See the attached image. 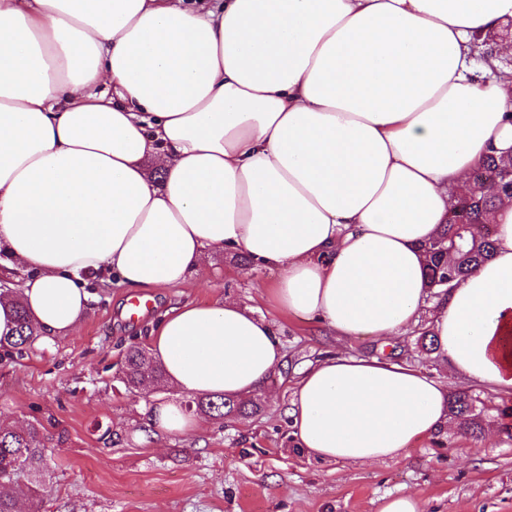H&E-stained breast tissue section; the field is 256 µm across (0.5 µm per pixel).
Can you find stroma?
Segmentation results:
<instances>
[{"instance_id":"35a3bbf8","label":"stroma","mask_w":512,"mask_h":512,"mask_svg":"<svg viewBox=\"0 0 512 512\" xmlns=\"http://www.w3.org/2000/svg\"><path fill=\"white\" fill-rule=\"evenodd\" d=\"M275 272H245L231 255L212 254L191 285L151 288L146 317L127 320L124 289L90 281L91 310L77 332L21 359L0 357V420L55 421L61 445H49L47 512H379L383 497L409 493L425 512H512V438L444 431L376 465L326 464L293 441L291 393L299 372L345 350L387 355L438 376L454 391L464 379L415 347V334L384 346L369 337L338 342L305 318L277 313L265 290ZM233 296L272 321L286 350L268 383L274 400L235 419L200 416L198 433H160L151 411L185 404V393H128L118 379L127 348H150V322L165 309ZM111 432V445L101 436Z\"/></svg>"}]
</instances>
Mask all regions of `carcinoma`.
Masks as SVG:
<instances>
[{"label":"carcinoma","instance_id":"carcinoma-1","mask_svg":"<svg viewBox=\"0 0 512 512\" xmlns=\"http://www.w3.org/2000/svg\"><path fill=\"white\" fill-rule=\"evenodd\" d=\"M512 167V157L491 151L470 176L467 190L452 195L453 203L445 224L424 245L430 297L449 294L475 266L493 255L495 226L486 220L502 199L501 188L507 185L505 175ZM40 337V330L24 310L18 311L16 336L0 340V348H11L23 356L27 347ZM163 371L140 347L131 348L125 356L120 381L133 392L148 377H162ZM480 395L470 390L451 394L448 412L463 435L478 436L483 427ZM194 412L222 419L247 411L256 412L259 404L219 397H196ZM62 441L63 434H53L40 421L26 426L0 423V483L8 487L22 478L42 475L47 469L46 444Z\"/></svg>","mask_w":512,"mask_h":512}]
</instances>
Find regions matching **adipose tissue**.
<instances>
[{
  "label": "adipose tissue",
  "instance_id": "1",
  "mask_svg": "<svg viewBox=\"0 0 512 512\" xmlns=\"http://www.w3.org/2000/svg\"><path fill=\"white\" fill-rule=\"evenodd\" d=\"M512 0H0V337L90 311L87 281L189 283L214 253L276 272L272 305L390 342L421 313L435 359L512 396V200L492 258L429 299L421 246L490 151L512 153V69L475 64ZM161 180H154L152 171ZM152 391L246 399L285 363L238 300L170 308ZM437 377L340 353L296 382L292 435L383 463L446 428Z\"/></svg>",
  "mask_w": 512,
  "mask_h": 512
}]
</instances>
